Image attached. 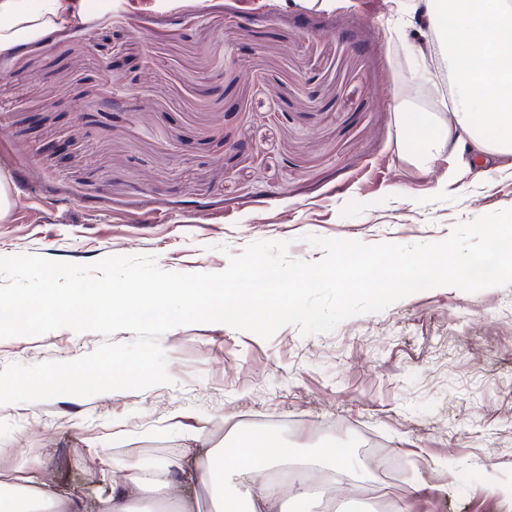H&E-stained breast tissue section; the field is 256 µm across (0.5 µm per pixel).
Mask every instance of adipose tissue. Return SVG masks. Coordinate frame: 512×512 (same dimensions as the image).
I'll return each mask as SVG.
<instances>
[{"mask_svg":"<svg viewBox=\"0 0 512 512\" xmlns=\"http://www.w3.org/2000/svg\"><path fill=\"white\" fill-rule=\"evenodd\" d=\"M417 34L438 37L441 53L454 82V110L447 124L432 114L409 107L399 110V139L423 164L442 153L473 149L484 155H512V8L501 0H395ZM88 0H0V53L12 52L54 30L82 20ZM481 98L490 107L473 116L471 104ZM298 449L282 443L266 430L226 448H211L199 467L197 482L206 490L223 483L226 471L248 477L246 491L220 497L223 512H282V486L267 469L297 457ZM126 485L99 500L97 512H147L162 500L168 512H188L187 503L172 480V467L158 464L143 469L119 463ZM0 512H82L80 503L61 496L39 477L25 470L0 480Z\"/></svg>","mask_w":512,"mask_h":512,"instance_id":"obj_1","label":"adipose tissue"}]
</instances>
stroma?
Masks as SVG:
<instances>
[{
    "mask_svg": "<svg viewBox=\"0 0 512 512\" xmlns=\"http://www.w3.org/2000/svg\"><path fill=\"white\" fill-rule=\"evenodd\" d=\"M415 45L391 0H109L0 53V171L16 195L0 256L146 254L219 272L260 240L316 261L305 235L431 243L512 208V156L423 167L403 153L395 103L443 122L452 110L415 85ZM102 48L128 77L126 107L106 106L117 87ZM101 341L67 328L0 339V368ZM160 343L170 383L0 404V478L25 464L91 505L123 481L111 459L192 470L267 428L314 463L325 448L356 456L336 512H512V286L420 291L321 335L205 323Z\"/></svg>",
    "mask_w": 512,
    "mask_h": 512,
    "instance_id": "35a3bbf8",
    "label": "stroma"
}]
</instances>
